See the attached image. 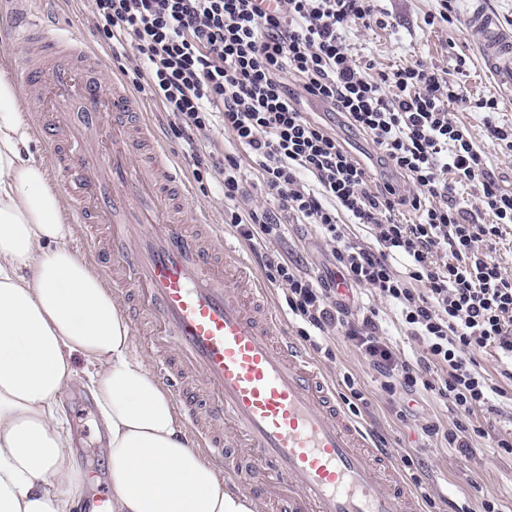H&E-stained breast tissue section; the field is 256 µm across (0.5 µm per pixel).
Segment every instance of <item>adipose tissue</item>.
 <instances>
[{"label":"adipose tissue","mask_w":512,"mask_h":512,"mask_svg":"<svg viewBox=\"0 0 512 512\" xmlns=\"http://www.w3.org/2000/svg\"><path fill=\"white\" fill-rule=\"evenodd\" d=\"M31 140L17 84L0 71V512H73L84 476L60 396L78 377L106 432L109 512H258L130 356L120 303L70 249L75 227Z\"/></svg>","instance_id":"adipose-tissue-1"}]
</instances>
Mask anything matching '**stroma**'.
Returning a JSON list of instances; mask_svg holds the SVG:
<instances>
[{"label":"stroma","instance_id":"stroma-1","mask_svg":"<svg viewBox=\"0 0 512 512\" xmlns=\"http://www.w3.org/2000/svg\"><path fill=\"white\" fill-rule=\"evenodd\" d=\"M382 7L388 27L351 29L349 44L355 58L371 62L379 72L415 61L450 69L462 57L466 60L462 80L471 96L496 93V81L481 62L479 35L466 27L473 7L471 0H459L457 21L453 24L434 19V0H383ZM42 9L52 28L96 41L97 21L91 13L90 0H47ZM302 109L332 127L372 178H380L384 168L368 136L346 126L315 99L304 98ZM449 116L468 127L473 141L486 156L489 171L503 189L512 191V151L488 142L475 114L453 107ZM268 248L293 260L302 273L320 285L331 286L340 277L328 246L312 225H286L283 234L272 239ZM315 358L333 380L337 395L347 394L345 380L353 378L363 395L356 418L369 427L393 460L411 455L414 466L403 471L402 476L420 492L421 512H479L482 501L492 496L498 497L503 512H512V453L497 446L498 440L512 437V382L500 378V359L494 351L477 353L476 358L489 376L497 378L505 395L497 400V412H477L475 423L485 433L471 436V452L465 458L421 431L422 424L430 419L440 420L451 430L459 421L450 405L435 393L399 390L387 394L379 373L337 332L324 341L322 352L316 353ZM64 407L72 427L86 443L88 464L98 463L96 435L101 422L88 395L74 391Z\"/></svg>","mask_w":512,"mask_h":512}]
</instances>
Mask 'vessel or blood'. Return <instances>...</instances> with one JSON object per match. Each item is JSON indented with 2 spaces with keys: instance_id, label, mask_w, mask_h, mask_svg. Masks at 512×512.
<instances>
[{
  "instance_id": "1",
  "label": "vessel or blood",
  "mask_w": 512,
  "mask_h": 512,
  "mask_svg": "<svg viewBox=\"0 0 512 512\" xmlns=\"http://www.w3.org/2000/svg\"><path fill=\"white\" fill-rule=\"evenodd\" d=\"M16 65L30 118L62 175L90 257L135 315L155 379L190 438L221 465L227 486L261 487L280 512H419L420 497L386 449L340 405L316 360L275 334L269 290L202 215L160 144L142 99L106 78L100 52L49 27L20 0ZM468 24L500 92L512 99V30L475 0Z\"/></svg>"
}]
</instances>
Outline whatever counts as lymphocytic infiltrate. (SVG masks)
<instances>
[{
    "mask_svg": "<svg viewBox=\"0 0 512 512\" xmlns=\"http://www.w3.org/2000/svg\"><path fill=\"white\" fill-rule=\"evenodd\" d=\"M98 30L120 72L172 117L174 134L198 170L224 185V221L260 257L271 280L287 288L288 312L300 335L321 349L329 330L342 332L384 379L387 393L437 392L459 415L455 431L429 421L422 430L470 450L476 409L493 407L503 390L490 383L474 357L495 351L512 366V277L494 252L512 227V192L489 172L450 106L477 112L487 138L512 151V126L495 118L496 97L471 99L453 70L422 63L373 72L354 58L348 35L356 26L383 24L379 0H93ZM312 97L366 134L391 171L413 191L376 184L335 132L300 107ZM230 134L234 153L206 156L200 140L214 128ZM268 199L292 220L319 228L346 287H363L373 302L353 315L336 291L301 275L292 261L266 251L281 221L268 208H242V165ZM469 187L493 223L474 217L458 190ZM415 214L411 223L399 207ZM346 223H339L338 215ZM369 230L374 244L351 238L348 224ZM403 259L396 269L395 259ZM393 308L406 335L426 356L398 357L384 335L377 306Z\"/></svg>",
    "mask_w": 512,
    "mask_h": 512,
    "instance_id": "f902f5d3",
    "label": "lymphocytic infiltrate"
}]
</instances>
